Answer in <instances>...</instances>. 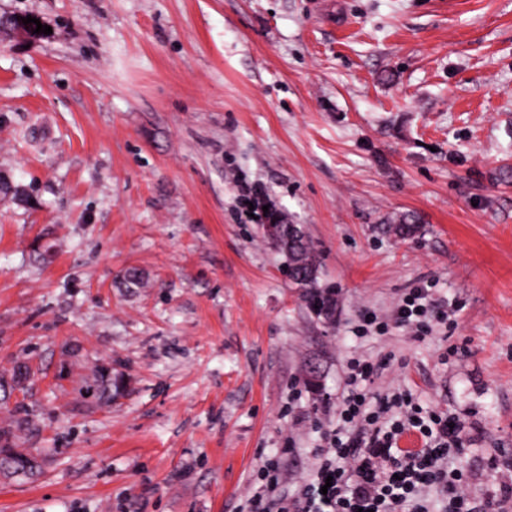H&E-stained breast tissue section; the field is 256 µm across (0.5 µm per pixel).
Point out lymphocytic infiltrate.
Segmentation results:
<instances>
[{
    "label": "lymphocytic infiltrate",
    "instance_id": "f902f5d3",
    "mask_svg": "<svg viewBox=\"0 0 512 512\" xmlns=\"http://www.w3.org/2000/svg\"><path fill=\"white\" fill-rule=\"evenodd\" d=\"M433 316L439 324L448 322L447 312L425 287L409 289L394 310L398 327L416 336L428 332ZM372 373L368 362H349L340 424L316 450L311 474L296 495L282 494L274 476L267 491L246 500L242 512H429L420 492L434 485L446 496L443 512H502L503 502L512 500L511 486L500 499L478 504L466 492V470L444 465L450 450L464 447L463 422L424 412L406 393L380 400L377 410L367 411L369 393L361 385ZM407 433L417 435L419 448H400Z\"/></svg>",
    "mask_w": 512,
    "mask_h": 512
}]
</instances>
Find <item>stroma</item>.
<instances>
[{"mask_svg": "<svg viewBox=\"0 0 512 512\" xmlns=\"http://www.w3.org/2000/svg\"><path fill=\"white\" fill-rule=\"evenodd\" d=\"M25 16L52 32L0 29V376L31 368L0 428L28 416L43 470L0 512H238L267 458L296 491L354 355L464 422L473 500L512 484V0H0ZM244 182L315 243L333 320ZM420 285L448 333L390 326ZM245 206L247 208L248 213H253L254 217L248 216L252 221L265 223L267 220L268 213H264L262 207L265 205H269V210L276 206V204L270 199V197L266 194L265 190L258 186H245L242 188V195ZM249 203H252L254 206L253 210H249ZM268 210V212H269Z\"/></svg>", "mask_w": 512, "mask_h": 512, "instance_id": "35a3bbf8", "label": "stroma"}]
</instances>
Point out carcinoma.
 <instances>
[{"label": "carcinoma", "mask_w": 512, "mask_h": 512, "mask_svg": "<svg viewBox=\"0 0 512 512\" xmlns=\"http://www.w3.org/2000/svg\"><path fill=\"white\" fill-rule=\"evenodd\" d=\"M280 219L276 226L275 244L285 256V268L290 281L304 289L303 298L319 316H328L334 306V292L319 284L320 259L315 244L298 224L288 223L287 214L278 211ZM419 225L405 217L398 224H388L383 231L405 239L414 235ZM12 432L0 429V473L5 476L33 478L39 473L37 458L26 449L16 448L10 443Z\"/></svg>", "instance_id": "obj_1"}]
</instances>
